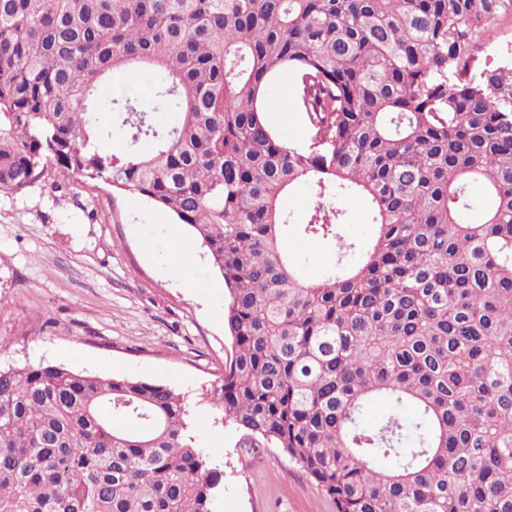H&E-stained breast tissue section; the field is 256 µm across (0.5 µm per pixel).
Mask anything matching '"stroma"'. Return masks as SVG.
<instances>
[{
	"instance_id": "obj_1",
	"label": "stroma",
	"mask_w": 512,
	"mask_h": 512,
	"mask_svg": "<svg viewBox=\"0 0 512 512\" xmlns=\"http://www.w3.org/2000/svg\"><path fill=\"white\" fill-rule=\"evenodd\" d=\"M477 57L512 61L511 17L486 25ZM294 88L289 75L271 83L269 97L282 102L268 119L301 143L309 131ZM284 243L308 278L337 261L328 243ZM188 256L193 288L180 272ZM216 279L190 229L143 197L65 172L0 191V368L43 363L164 383L186 396L196 439L224 472L214 512H334L288 456L217 425L213 396L231 340Z\"/></svg>"
}]
</instances>
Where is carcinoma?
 Returning a JSON list of instances; mask_svg holds the SVG:
<instances>
[{
	"label": "carcinoma",
	"mask_w": 512,
	"mask_h": 512,
	"mask_svg": "<svg viewBox=\"0 0 512 512\" xmlns=\"http://www.w3.org/2000/svg\"><path fill=\"white\" fill-rule=\"evenodd\" d=\"M502 14L512 0H0V190L66 171L191 227L227 290L219 423L336 512H512V63L474 66ZM284 72L303 144L266 119ZM114 117L124 146L102 153ZM299 183L314 203L290 224ZM351 193L366 244L343 235ZM288 232L337 264L306 279ZM223 489L172 388L0 369V512H213ZM338 203L346 213V234L359 242L368 241L373 234V227L369 220L370 204L367 199L353 193L342 197Z\"/></svg>",
	"instance_id": "obj_1"
}]
</instances>
